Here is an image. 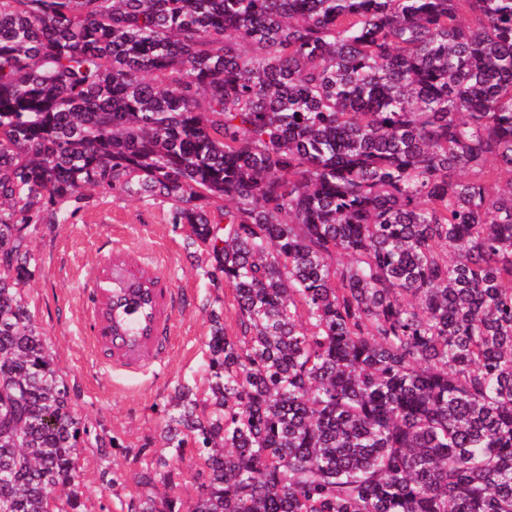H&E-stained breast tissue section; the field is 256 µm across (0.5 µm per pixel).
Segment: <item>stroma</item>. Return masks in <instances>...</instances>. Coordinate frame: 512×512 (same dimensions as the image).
<instances>
[{
  "instance_id": "1",
  "label": "stroma",
  "mask_w": 512,
  "mask_h": 512,
  "mask_svg": "<svg viewBox=\"0 0 512 512\" xmlns=\"http://www.w3.org/2000/svg\"><path fill=\"white\" fill-rule=\"evenodd\" d=\"M71 208L65 223L30 226L32 275L23 295L77 414L100 438L117 442L78 451L83 512H123L137 474L162 451L163 409L175 387L205 383L211 311H223L227 330H234L232 295L206 275L203 255L189 244L190 228L169 223L168 204L85 188ZM116 245L131 261L158 270L180 297L163 364L136 377L106 369L86 331V279Z\"/></svg>"
}]
</instances>
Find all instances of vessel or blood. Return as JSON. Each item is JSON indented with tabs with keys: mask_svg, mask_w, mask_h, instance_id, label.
Returning a JSON list of instances; mask_svg holds the SVG:
<instances>
[{
	"mask_svg": "<svg viewBox=\"0 0 512 512\" xmlns=\"http://www.w3.org/2000/svg\"><path fill=\"white\" fill-rule=\"evenodd\" d=\"M107 287L89 289V339L106 353L113 371L133 377L148 361H163L171 341L170 316L177 304L172 289L158 278H143L113 259Z\"/></svg>",
	"mask_w": 512,
	"mask_h": 512,
	"instance_id": "obj_1",
	"label": "vessel or blood"
}]
</instances>
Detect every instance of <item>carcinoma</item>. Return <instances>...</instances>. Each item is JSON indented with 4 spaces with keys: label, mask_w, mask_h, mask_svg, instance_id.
Returning a JSON list of instances; mask_svg holds the SVG:
<instances>
[{
    "label": "carcinoma",
    "mask_w": 512,
    "mask_h": 512,
    "mask_svg": "<svg viewBox=\"0 0 512 512\" xmlns=\"http://www.w3.org/2000/svg\"><path fill=\"white\" fill-rule=\"evenodd\" d=\"M85 187L169 203L238 327L164 410L196 497L127 512H512V0H0V512L104 445L22 296Z\"/></svg>",
    "instance_id": "carcinoma-1"
}]
</instances>
